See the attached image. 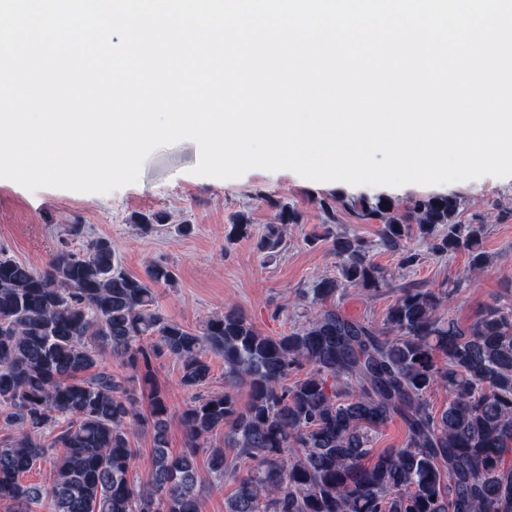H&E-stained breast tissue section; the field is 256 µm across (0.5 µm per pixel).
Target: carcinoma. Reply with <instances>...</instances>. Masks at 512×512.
<instances>
[{
	"mask_svg": "<svg viewBox=\"0 0 512 512\" xmlns=\"http://www.w3.org/2000/svg\"><path fill=\"white\" fill-rule=\"evenodd\" d=\"M338 204L379 222L376 246L401 252L406 265L417 260L404 244L413 230L438 254L465 252L472 271L490 263L485 226L460 223L454 196L417 199L403 216L382 196ZM299 219L280 206L258 248H280L282 225ZM65 235L80 247L56 248L41 270L0 248V421L12 429L0 438V502L13 512L44 498L48 512H200L201 450L214 484L236 485L226 512H512V306L495 298L464 326L438 315L446 292L413 283L396 289L382 325L350 318L336 296H377L390 282L362 239L329 231L340 278L303 290L311 307L288 334L265 336L236 310L193 331L158 304L154 286L175 280L169 267L132 275L85 225ZM251 236L242 215L227 240ZM208 354L224 361V390L203 395ZM113 357L129 376L112 375ZM164 357L180 363V386L192 393L180 454L167 446L166 391L151 382ZM141 376L150 381L146 414ZM437 388L448 394L440 410L428 399ZM395 417L403 446L375 452ZM219 431L222 443L207 445ZM145 432L151 470L137 484L134 438ZM47 458L50 487L23 483Z\"/></svg>",
	"mask_w": 512,
	"mask_h": 512,
	"instance_id": "obj_1",
	"label": "carcinoma"
}]
</instances>
